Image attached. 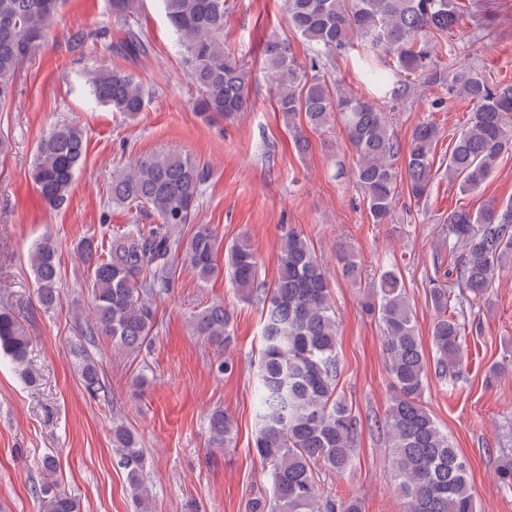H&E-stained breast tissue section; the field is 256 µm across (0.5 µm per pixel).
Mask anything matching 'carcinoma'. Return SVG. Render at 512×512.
<instances>
[{"label":"carcinoma","mask_w":512,"mask_h":512,"mask_svg":"<svg viewBox=\"0 0 512 512\" xmlns=\"http://www.w3.org/2000/svg\"><path fill=\"white\" fill-rule=\"evenodd\" d=\"M64 0H0V112L13 101L15 78L40 51ZM177 36L189 76L197 89L195 110L204 116L235 117L247 108L249 71L224 51L225 0H162ZM480 0H284L288 21L312 51L311 66L299 67L286 41L266 45L264 65L271 76L278 112L302 154L311 144L304 128L341 125L355 158L353 174L372 224L393 220L399 170L408 195L427 199L435 181L434 150L441 137L433 122L412 130L408 148L392 128L387 104L410 103L437 91L431 107L461 98L471 105L466 125L454 135L446 171L462 193L478 190L505 151L512 148V83L495 80L477 65L440 58L448 36L458 32L464 4ZM120 25L122 48L130 55L147 50L138 28V0H110ZM353 52L370 96H361L330 79L328 66ZM83 91L96 103L129 119L146 106L148 94L131 73L98 68L84 76ZM83 129L57 123L42 136L31 176L45 204L61 208L68 200L85 153ZM402 167H396L397 161ZM207 174L195 160L160 152L136 159L112 173L111 202L143 208L157 219L117 233L106 242L80 239L76 252L92 284V321L84 337L106 336L112 346L140 353L155 325L152 298L169 287L178 254L201 278L218 271L216 234L191 223ZM450 267L445 281L429 290L435 311L428 365L417 334L413 306L398 264L382 270L368 293V310L383 333L385 371L392 398L381 423L389 448L387 463L405 512H476L465 457L429 412L424 395L429 370L436 378L457 381L466 359L463 305L478 308L496 277L512 269V199L491 201L473 212L457 208L441 222ZM337 260L352 281L361 275L355 253L340 246ZM29 261L36 296L46 310L62 299L59 259L51 234L33 246ZM225 266L238 296L262 304V349L256 365L258 407L254 443L267 467L269 490L251 498L246 512H361L360 501L338 498L325 484L354 466L358 423L337 393L342 367L337 352L338 322L327 268L294 229L281 238L279 275L273 285L261 279L256 252L243 236L227 249ZM234 313L214 303L195 319V330L210 345L224 349L231 340ZM29 338L15 318L0 310V355L25 360ZM80 380L90 395L101 388L98 363L83 345L73 348ZM210 445L229 446L233 420L221 409L208 415ZM112 445L127 471L132 497L148 512L145 457L137 435L112 426ZM44 480L35 490L42 512H81L78 499L56 490L57 463L43 461Z\"/></svg>","instance_id":"cac0c4a2"}]
</instances>
